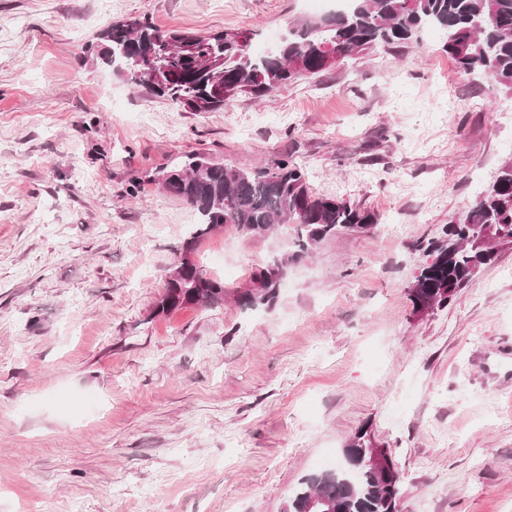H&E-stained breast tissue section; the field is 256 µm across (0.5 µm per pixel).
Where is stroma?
Instances as JSON below:
<instances>
[{
    "instance_id": "35a3bbf8",
    "label": "stroma",
    "mask_w": 512,
    "mask_h": 512,
    "mask_svg": "<svg viewBox=\"0 0 512 512\" xmlns=\"http://www.w3.org/2000/svg\"><path fill=\"white\" fill-rule=\"evenodd\" d=\"M308 0H0V512H283L366 428L400 512H512V243L415 314L422 244L512 159V94L434 30L262 100L187 112L97 59L148 18L277 43ZM285 158L378 217L294 258L224 228L193 259L223 304L153 305L197 215L158 176ZM287 261L272 308L235 294Z\"/></svg>"
}]
</instances>
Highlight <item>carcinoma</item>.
Listing matches in <instances>:
<instances>
[{"mask_svg":"<svg viewBox=\"0 0 512 512\" xmlns=\"http://www.w3.org/2000/svg\"><path fill=\"white\" fill-rule=\"evenodd\" d=\"M425 28L444 35L443 48L465 74H477L489 90L512 93V0H350L347 8L287 25L284 40L271 54L258 55L241 45L236 32L210 35L165 31L148 18L134 26L118 20L105 34L98 58L131 74L148 88L188 112H214L239 94L262 99L304 76L331 69L332 54L343 60L379 45L399 46ZM189 156L160 175L168 193L197 214L182 258L165 280L154 304L155 315L186 305L211 307L224 302V283L210 278L192 255L200 238L232 225L240 234L263 236L274 225L292 224L294 257L309 254L339 228L371 230L376 216L365 209L310 191L303 169L286 158L250 171ZM512 243V160L442 237L423 249L427 259L409 289L414 310L448 305L474 273L494 257L495 246ZM288 262L256 268L254 288L238 298L245 309L271 307L275 280ZM374 448L361 427L344 451L358 462L355 471L340 464L299 483L284 512H396L401 476L396 464L379 469L369 464Z\"/></svg>","mask_w":512,"mask_h":512,"instance_id":"cac0c4a2","label":"carcinoma"}]
</instances>
